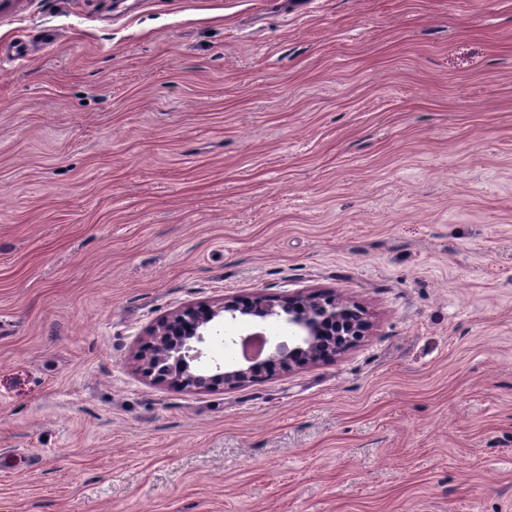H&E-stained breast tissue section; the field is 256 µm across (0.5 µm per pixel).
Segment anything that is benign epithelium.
Masks as SVG:
<instances>
[{
  "mask_svg": "<svg viewBox=\"0 0 512 512\" xmlns=\"http://www.w3.org/2000/svg\"><path fill=\"white\" fill-rule=\"evenodd\" d=\"M232 326L236 334L224 335ZM362 313L345 300L319 293L271 298L226 296L212 304H189L164 317L147 332L135 360L154 383L189 391L239 387L265 378L268 370L318 364L340 355L365 335ZM265 337L266 357L217 359L209 354L218 338L231 346Z\"/></svg>",
  "mask_w": 512,
  "mask_h": 512,
  "instance_id": "1",
  "label": "benign epithelium"
}]
</instances>
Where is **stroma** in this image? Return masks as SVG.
Instances as JSON below:
<instances>
[{"instance_id":"35a3bbf8","label":"stroma","mask_w":512,"mask_h":512,"mask_svg":"<svg viewBox=\"0 0 512 512\" xmlns=\"http://www.w3.org/2000/svg\"><path fill=\"white\" fill-rule=\"evenodd\" d=\"M257 291L370 329L137 371ZM0 512H512V0H10ZM272 324L288 335V344L270 337ZM226 326H233L236 334L224 336ZM367 329L357 308L319 293L227 296L220 302L189 304L171 312L149 329L135 360L141 375L154 383L189 391L233 388L261 381L272 368L290 370L333 359L358 342ZM256 336L265 337L267 355L262 362L209 354L218 338L240 348Z\"/></svg>"}]
</instances>
